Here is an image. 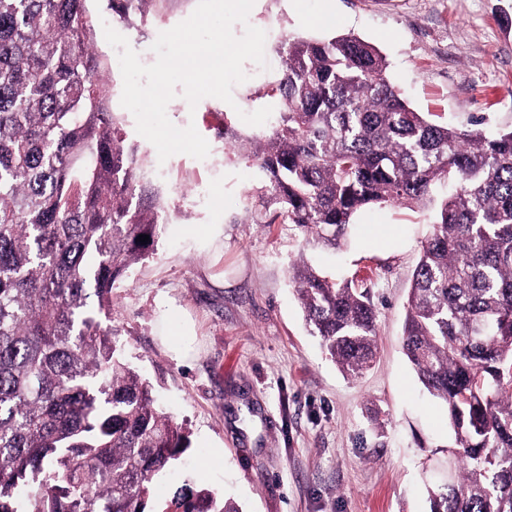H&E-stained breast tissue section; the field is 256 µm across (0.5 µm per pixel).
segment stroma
I'll use <instances>...</instances> for the list:
<instances>
[{
    "instance_id": "obj_1",
    "label": "stroma",
    "mask_w": 512,
    "mask_h": 512,
    "mask_svg": "<svg viewBox=\"0 0 512 512\" xmlns=\"http://www.w3.org/2000/svg\"><path fill=\"white\" fill-rule=\"evenodd\" d=\"M108 0L87 9L124 35L142 63L197 0H157L148 17H113ZM249 24L266 33V66L248 62L233 103L206 97L167 106L177 127L208 141L206 167L159 160L122 108L121 70L104 36L96 45L128 141L169 212L154 249L117 284L111 326L128 364L186 429L189 449L159 479V498L183 484L237 501L242 512H430L448 483L453 435L446 406L419 382L402 350L412 273L431 230L429 211L406 206L355 216L338 251L305 246L289 224L244 223L258 168L224 145V122L256 134L240 112L276 106L267 91L282 45L295 37L352 35L375 45L416 111L440 123L512 128V0H256ZM336 282L368 283L378 352L360 377L343 375L304 320L290 282L296 261ZM195 324L188 359L170 349L182 316Z\"/></svg>"
}]
</instances>
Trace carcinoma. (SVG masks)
I'll return each instance as SVG.
<instances>
[{
  "label": "carcinoma",
  "instance_id": "obj_1",
  "mask_svg": "<svg viewBox=\"0 0 512 512\" xmlns=\"http://www.w3.org/2000/svg\"><path fill=\"white\" fill-rule=\"evenodd\" d=\"M85 2L0 0V512H242L190 485L152 503L190 442L107 321L167 215L107 106ZM154 2L111 0L112 16ZM281 57L269 130L243 139L224 124L263 174L245 221L336 248L359 211L433 206L403 332L455 435L431 512H512V130L433 122L353 36L294 40ZM292 281L330 358L362 374L377 347L369 288L303 261Z\"/></svg>",
  "mask_w": 512,
  "mask_h": 512
}]
</instances>
